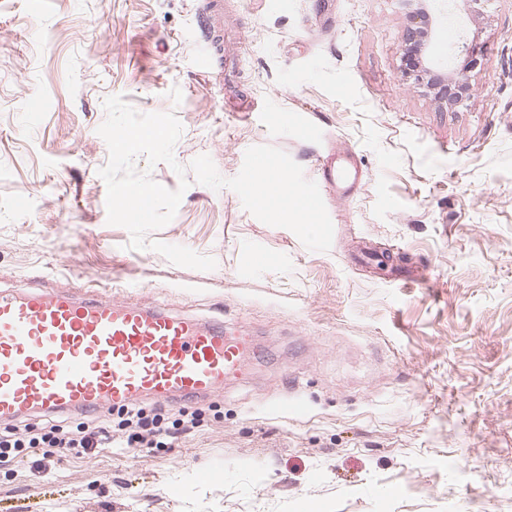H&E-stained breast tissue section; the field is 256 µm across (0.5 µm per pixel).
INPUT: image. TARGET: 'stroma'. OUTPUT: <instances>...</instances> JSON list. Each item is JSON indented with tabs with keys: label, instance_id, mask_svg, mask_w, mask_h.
Listing matches in <instances>:
<instances>
[{
	"label": "stroma",
	"instance_id": "1",
	"mask_svg": "<svg viewBox=\"0 0 512 512\" xmlns=\"http://www.w3.org/2000/svg\"><path fill=\"white\" fill-rule=\"evenodd\" d=\"M203 5L0 0V290L152 298L263 351L186 404L204 428L172 447L0 468V512H512V0L439 16V58L483 49L456 109L402 79L404 0H224L209 72ZM111 95L175 112L177 162L206 154L226 178L257 145L310 180L324 153L353 155L329 251L195 182L148 238L216 268L129 248L98 174ZM290 397L301 417L274 409Z\"/></svg>",
	"mask_w": 512,
	"mask_h": 512
}]
</instances>
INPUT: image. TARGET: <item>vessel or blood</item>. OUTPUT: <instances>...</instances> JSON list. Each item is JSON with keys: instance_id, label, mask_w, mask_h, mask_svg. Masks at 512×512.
<instances>
[{"instance_id": "b4317fda", "label": "vessel or blood", "mask_w": 512, "mask_h": 512, "mask_svg": "<svg viewBox=\"0 0 512 512\" xmlns=\"http://www.w3.org/2000/svg\"><path fill=\"white\" fill-rule=\"evenodd\" d=\"M219 0L206 11L205 60L222 58ZM321 193L349 198L361 174L351 164L317 160ZM250 337L223 322L169 313L145 300L30 290L0 292V423L30 413L92 412L145 395L185 403L241 375Z\"/></svg>"}]
</instances>
